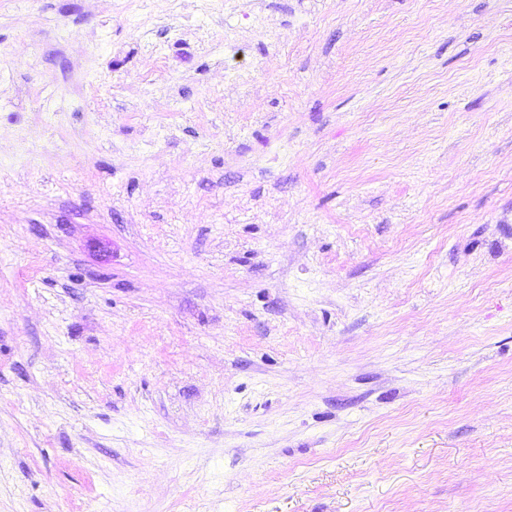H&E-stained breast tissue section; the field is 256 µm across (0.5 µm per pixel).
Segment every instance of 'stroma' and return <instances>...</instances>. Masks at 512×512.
Returning <instances> with one entry per match:
<instances>
[{
    "instance_id": "obj_1",
    "label": "stroma",
    "mask_w": 512,
    "mask_h": 512,
    "mask_svg": "<svg viewBox=\"0 0 512 512\" xmlns=\"http://www.w3.org/2000/svg\"><path fill=\"white\" fill-rule=\"evenodd\" d=\"M0 0V512H512V0Z\"/></svg>"
}]
</instances>
